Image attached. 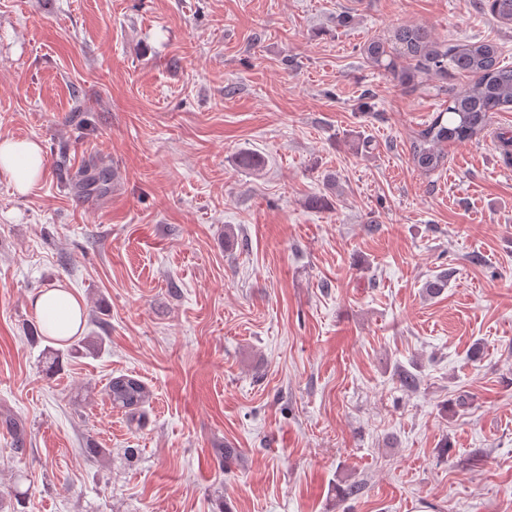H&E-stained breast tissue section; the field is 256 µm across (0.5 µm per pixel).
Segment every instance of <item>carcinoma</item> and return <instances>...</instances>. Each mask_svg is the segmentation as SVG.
<instances>
[{"instance_id":"1","label":"carcinoma","mask_w":512,"mask_h":512,"mask_svg":"<svg viewBox=\"0 0 512 512\" xmlns=\"http://www.w3.org/2000/svg\"><path fill=\"white\" fill-rule=\"evenodd\" d=\"M486 6L501 23L512 25V0H486ZM365 53L374 66L398 79L408 76L398 69L401 58L414 60L427 74L443 77L451 71L467 78L465 85L449 95L446 112L438 113L411 143L412 162L422 173L443 167L448 146L478 137L490 124L492 113L512 106V65L502 64L499 47L492 41L450 46L434 40L424 28L402 26L388 43L371 41ZM102 395L112 409L137 425L144 417L150 391L140 380L120 375L108 381Z\"/></svg>"}]
</instances>
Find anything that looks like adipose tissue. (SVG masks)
I'll use <instances>...</instances> for the list:
<instances>
[{
  "label": "adipose tissue",
  "instance_id": "adipose-tissue-1",
  "mask_svg": "<svg viewBox=\"0 0 512 512\" xmlns=\"http://www.w3.org/2000/svg\"><path fill=\"white\" fill-rule=\"evenodd\" d=\"M41 143L34 139L0 136V174L7 177L18 194L32 193L46 174ZM41 332L66 338L81 326L83 305L71 291L56 286L39 292L31 302Z\"/></svg>",
  "mask_w": 512,
  "mask_h": 512
}]
</instances>
